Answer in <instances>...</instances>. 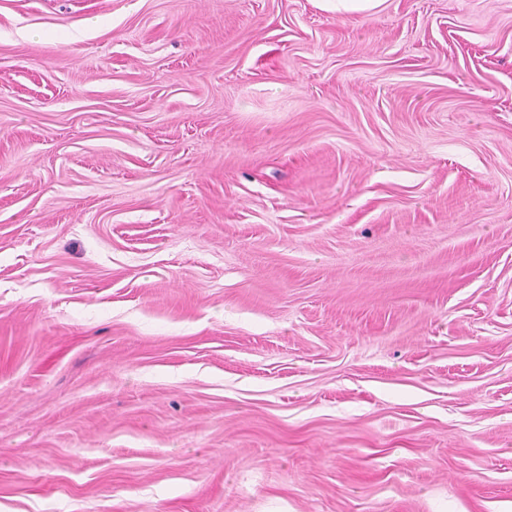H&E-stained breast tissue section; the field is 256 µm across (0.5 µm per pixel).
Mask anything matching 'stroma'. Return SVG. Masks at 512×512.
<instances>
[{
    "mask_svg": "<svg viewBox=\"0 0 512 512\" xmlns=\"http://www.w3.org/2000/svg\"><path fill=\"white\" fill-rule=\"evenodd\" d=\"M0 512H512V0H0Z\"/></svg>",
    "mask_w": 512,
    "mask_h": 512,
    "instance_id": "1",
    "label": "stroma"
}]
</instances>
